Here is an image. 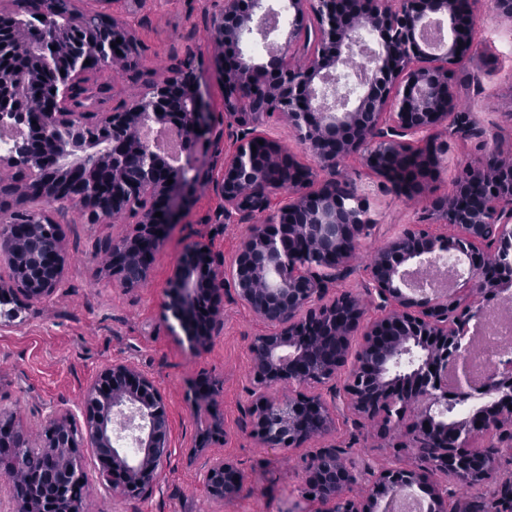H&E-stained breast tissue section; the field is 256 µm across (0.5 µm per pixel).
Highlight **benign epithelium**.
I'll use <instances>...</instances> for the list:
<instances>
[{"label":"benign epithelium","instance_id":"obj_1","mask_svg":"<svg viewBox=\"0 0 512 512\" xmlns=\"http://www.w3.org/2000/svg\"><path fill=\"white\" fill-rule=\"evenodd\" d=\"M276 0H224V11L211 22L215 43L214 73L224 86V116L239 129L224 157L221 174L187 165L140 143L142 178L127 184L121 173L130 156L129 134L143 126L166 125L183 135L189 154L202 139L212 140L214 114L200 88L197 71L187 65L172 77L152 81L135 97L112 109L94 112L84 103L89 75L98 66L137 54L133 34L117 21L120 42L91 31L82 13H60L58 0H29L18 9L0 0V62L26 57L44 81L36 94L46 102L42 112L26 106L29 83L22 77L0 86V129L12 132V144L0 150V198L49 202L63 209L75 204L90 224L122 217L130 230L102 249L109 278L124 288L143 286L158 247L180 222L189 185L212 186L224 202L227 220L264 212L274 196L281 206L264 224L250 227L232 264L235 299L258 318L276 325L272 333L250 344L254 399L248 410L250 434L260 443L296 448L311 436L328 432L337 412L360 425L370 424L393 436L395 448L429 450L441 481H424L414 466L371 472L359 495L352 493L357 474L348 451L328 445L305 471L300 496L321 503V512H385L398 494L416 486L429 501V512H487L486 503H454L452 486L470 481L464 460L476 456L485 469H498L500 453L473 449L479 438L488 446L512 452V348L502 350L478 380L470 378L467 360L473 346L470 322L483 321L504 287L512 286V170L496 172L486 162L468 165L452 193L432 200L437 221L449 232L425 227L403 231L378 249L365 264L368 287L381 299L382 315L365 331L363 344L349 360L351 337L364 307L355 296L341 306L328 295L329 285L343 278L367 235L368 206L356 189L335 190L336 168L357 156L376 176L388 181L395 165L426 141L427 163L436 171L446 153V121L456 92L448 65L469 60L474 27L471 12L456 0H281L291 14L283 41L261 58L246 55L242 44L267 36V20L278 13ZM434 21L448 22L446 48H425L422 33ZM376 36L370 70L362 88L345 109L324 102L323 79L340 77L349 64L362 30ZM303 47L305 63L290 59ZM259 87L261 106L244 104L240 87ZM276 116L288 123L330 178L316 183L313 169L295 163L288 151L260 131ZM200 132H195V129ZM269 144L268 164H288V179L268 175L252 146ZM173 180L167 184V180ZM488 185L484 196L465 207L459 200L471 185ZM162 216L157 217L155 213ZM31 238H51L45 257H33L14 239L13 225H0V257H7L11 276L0 279V302L23 308L49 298L59 287L67 264L61 226L42 207L22 211ZM444 253L456 257V281L477 285L466 302L455 293L409 292L405 267L424 270ZM165 309L179 322L192 347H207L224 309V258L203 246L182 253L167 291ZM341 345L329 359L310 357L309 338L317 328ZM389 336L392 343L381 346ZM435 370H430V367ZM347 371L343 388L331 385ZM297 389L286 398L281 387ZM332 395L326 399L322 388ZM192 401L215 403L219 388L201 375L191 384ZM470 406L462 418L455 409ZM121 417L139 431L136 453L115 444L113 421ZM224 439V421L214 415L199 434L191 460L205 457L203 477L210 495L230 503L244 475L207 448ZM39 447L62 456L66 467L52 474L57 490L52 506L34 501L28 512H79L71 485L88 484L81 449L94 448L97 480L114 499H140L162 478L172 448L165 396L148 375L129 362H114L88 386L79 413L55 411L42 425ZM496 512H512V480L497 484Z\"/></svg>","mask_w":512,"mask_h":512}]
</instances>
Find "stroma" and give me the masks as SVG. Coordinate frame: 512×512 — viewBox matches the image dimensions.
<instances>
[{"label":"stroma","mask_w":512,"mask_h":512,"mask_svg":"<svg viewBox=\"0 0 512 512\" xmlns=\"http://www.w3.org/2000/svg\"><path fill=\"white\" fill-rule=\"evenodd\" d=\"M80 8L103 11L126 24L140 49L139 74L130 77L105 66L95 72L97 82L110 85V101L118 103L140 92L143 83L173 76L180 65L193 63L201 90L217 125L224 128L220 146L201 142L190 159L197 166L221 168L231 148L232 129L226 128L224 92L212 73L211 18L224 0H79ZM475 40L471 59L454 67L458 92L456 111L467 118L470 131L447 141V162L426 182L423 198L409 200L392 191L358 159L339 168L341 179L353 183L370 203L373 225L361 238L352 272L337 282L334 293L349 292L367 299L363 267L372 253L402 229L414 225L437 228L428 207L429 197L451 191L460 170L485 159L489 149L512 157V22L495 16L490 0H475ZM189 210L155 254L151 275L139 288L120 287L100 271L96 255L106 238L124 231L122 220L90 224L78 208L55 214L70 257L62 284L41 305L23 310L18 318L0 324V415L14 418L24 431H36L58 409L77 410L98 372L115 361L134 364L154 379L165 395L170 415L172 455L157 488L144 498L113 502L99 482L86 485L83 512H287L306 508L297 496L309 456L334 443L349 449L359 462L380 468L408 462L411 452L395 453L393 442L373 427H357L336 417L326 438L298 448L268 447L244 427L252 388L249 345L265 333L255 319L224 289L223 321L210 345L194 350L177 321L164 317L170 280L184 248L206 243L225 262H232L250 224L267 221V213L249 222L226 223L221 201L209 188H185ZM220 386L218 408L191 404L189 385L198 375ZM224 419V442L217 448L245 474L241 495L225 504L211 498L198 466L188 460L189 445L208 428L213 413Z\"/></svg>","instance_id":"35a3bbf8"}]
</instances>
